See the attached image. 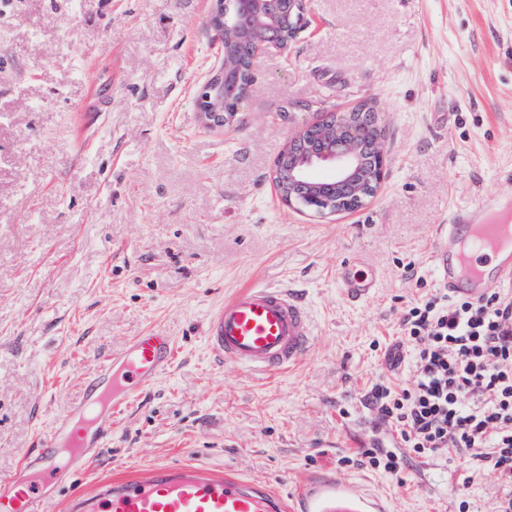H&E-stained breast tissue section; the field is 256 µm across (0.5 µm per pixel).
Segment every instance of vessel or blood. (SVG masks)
<instances>
[{
  "label": "vessel or blood",
  "instance_id": "1",
  "mask_svg": "<svg viewBox=\"0 0 512 512\" xmlns=\"http://www.w3.org/2000/svg\"><path fill=\"white\" fill-rule=\"evenodd\" d=\"M512 219V199L486 193L474 205L454 209L439 225L433 270L450 293L479 300L494 284L512 280V243L489 247L499 222ZM352 298L368 297L375 278L358 270L340 272ZM211 354L254 373H279L312 350L313 326L303 298L283 287L246 286L225 298L205 330ZM174 341L153 329L136 337L124 355L102 362L87 375L76 404L55 419L19 468L0 478V512H48L60 470L88 469L112 436V412L166 374ZM65 512H387L380 501L362 498L333 476L309 482L285 496L269 484L216 471L203 464L156 466L145 474L111 478L77 490Z\"/></svg>",
  "mask_w": 512,
  "mask_h": 512
}]
</instances>
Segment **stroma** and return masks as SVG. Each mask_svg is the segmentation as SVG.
I'll return each mask as SVG.
<instances>
[{"label":"stroma","mask_w":512,"mask_h":512,"mask_svg":"<svg viewBox=\"0 0 512 512\" xmlns=\"http://www.w3.org/2000/svg\"><path fill=\"white\" fill-rule=\"evenodd\" d=\"M216 0H0V474L16 470L83 379L153 328L171 369L112 414L71 489L204 463L290 492L326 471L388 512H494V474L444 450L392 476L341 464L396 442L364 394L390 374L416 277L437 287L438 225L512 193V0H307L305 28L259 56L237 120L205 127L199 88L224 50ZM367 104L388 167L372 202L319 218L283 205L274 162L306 123ZM372 271L361 300L342 265ZM299 290L315 346L267 378L204 339L225 295Z\"/></svg>","instance_id":"stroma-1"}]
</instances>
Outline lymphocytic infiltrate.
<instances>
[{"instance_id": "lymphocytic-infiltrate-1", "label": "lymphocytic infiltrate", "mask_w": 512, "mask_h": 512, "mask_svg": "<svg viewBox=\"0 0 512 512\" xmlns=\"http://www.w3.org/2000/svg\"><path fill=\"white\" fill-rule=\"evenodd\" d=\"M398 345L405 380H378L365 399L400 445L359 449L350 464L398 475L450 448L470 477L494 474L495 512H512V289L478 301L424 289L401 313Z\"/></svg>"}]
</instances>
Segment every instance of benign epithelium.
<instances>
[{"label": "benign epithelium", "instance_id": "7a95c632", "mask_svg": "<svg viewBox=\"0 0 512 512\" xmlns=\"http://www.w3.org/2000/svg\"><path fill=\"white\" fill-rule=\"evenodd\" d=\"M275 0H239V11L233 21L224 18L221 5H216L210 24L219 38H224L228 27L237 31L267 32L279 28L295 36L301 29L306 4L304 0H285L288 9L274 11ZM223 84V70L217 71L201 88L207 93L205 109L199 111L203 122L209 127H222L236 116L224 111V96L219 89ZM338 121L330 124L313 122L291 138L290 143L312 133L318 146L306 155H291L288 158V197L284 202L299 210L307 208L305 197L319 203L313 214L329 218L338 214L353 213L365 208L377 194L387 171L384 149V130L375 124L372 131H365L356 121L354 112L336 113ZM314 169L329 173L330 183L342 187L346 196L341 204L322 199L324 187L313 183L309 174Z\"/></svg>", "mask_w": 512, "mask_h": 512}]
</instances>
